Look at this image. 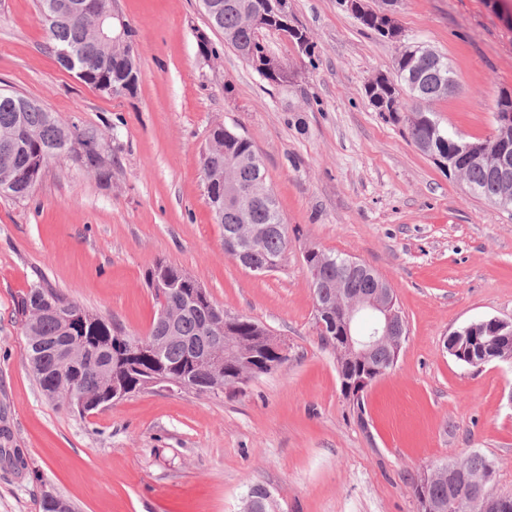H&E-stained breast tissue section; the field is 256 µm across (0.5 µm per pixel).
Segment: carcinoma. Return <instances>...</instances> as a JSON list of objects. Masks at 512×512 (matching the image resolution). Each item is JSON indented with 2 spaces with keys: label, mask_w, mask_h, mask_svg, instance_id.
Returning a JSON list of instances; mask_svg holds the SVG:
<instances>
[{
  "label": "carcinoma",
  "mask_w": 512,
  "mask_h": 512,
  "mask_svg": "<svg viewBox=\"0 0 512 512\" xmlns=\"http://www.w3.org/2000/svg\"><path fill=\"white\" fill-rule=\"evenodd\" d=\"M72 0H38L41 15L47 20V33L53 49L67 48L76 59L86 65L94 85L98 79L113 78L112 54L108 46L97 41L86 17L68 11ZM214 10L205 12L208 25L224 35V43L234 50L251 47L260 56L265 45L258 32L244 24L246 10L259 11L264 0H212ZM451 70L440 55L429 49L404 59L402 70L396 73V85H381L371 98L380 110L384 102L391 101L404 89L417 106L443 98L444 86ZM412 141L428 140L425 154L443 162L448 161L462 138L440 129L437 122L418 123L404 116ZM86 138L92 142L101 139L95 130L76 125L61 124L45 108H34L31 99L12 93L0 92V195L17 200L31 197L41 174L40 165L69 155L72 142ZM213 145L200 156L199 164L204 176L205 192L214 220L224 229V235H240L243 241L242 267L257 266L272 272L280 268L288 248L287 235L280 234L275 225L283 223L275 196H256L242 209L230 198L224 186V167L235 170V185L242 191L259 182H268L266 169L249 138L236 129L218 125L211 130ZM76 160L100 182L112 178L109 163H102L98 153L86 149ZM466 183L471 192L486 201L498 200V187L484 166L467 169ZM345 258L311 250L305 254L310 274L316 277L327 296L336 291V284L347 290L368 294L390 285L371 268L359 273L347 272L341 262ZM147 285L157 281L153 289L156 304L179 310L173 322L156 317L149 338L155 343L153 358L139 362L141 369L127 367L125 351L119 350L116 340L121 337L134 341L112 320L91 311L69 299L59 290L36 283L20 302L24 318L23 329L27 341L28 366L43 395L51 402L64 405L83 415L112 404V384L128 386L129 393L141 390L140 379L148 372L165 378H182L187 389L199 394H217L215 374L205 362L199 361L214 343L215 331L211 324L212 310L217 305L211 297L192 296L194 283L191 276L164 261L156 262L145 274ZM266 328L246 315H238L236 335L259 344ZM68 336L86 337V353L81 370L74 373L59 361L54 347ZM399 353L391 345L377 348L370 365L377 367L396 361ZM0 459L20 477L30 474L29 464L19 448H0ZM464 476L451 482L434 480L426 485H414L413 493L419 506L448 504L453 496V512H483L474 497L472 480L483 479L493 467L492 461L480 453H473L460 461ZM43 512H73L70 503L61 496L46 491L42 496Z\"/></svg>",
  "instance_id": "obj_1"
}]
</instances>
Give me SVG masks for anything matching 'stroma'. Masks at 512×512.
<instances>
[{
    "mask_svg": "<svg viewBox=\"0 0 512 512\" xmlns=\"http://www.w3.org/2000/svg\"><path fill=\"white\" fill-rule=\"evenodd\" d=\"M290 2L315 54L262 31L288 71L274 86L209 28L200 0H118L140 79L108 96L59 66L37 0H0V91L98 131L112 162L103 184L63 156L31 199L0 196V447L42 476L0 463V512H43L45 483L78 512H243L255 484L273 512H419L414 482L474 452L493 460L494 492L512 496V359L469 367L445 347L471 323L512 320V212L471 194L365 94L402 47L427 46L457 82L433 119L488 138L512 93V0H399L397 43L339 0ZM203 36L218 50L207 61ZM219 124L252 141L288 230L281 268L261 277L225 254L207 204L199 158ZM313 248L375 270L408 325L360 412L320 340ZM159 260L263 324L287 362L236 391L153 389L83 418L48 402L25 360L21 297L42 281L143 337L158 311L145 273Z\"/></svg>",
    "mask_w": 512,
    "mask_h": 512,
    "instance_id": "stroma-1",
    "label": "stroma"
}]
</instances>
